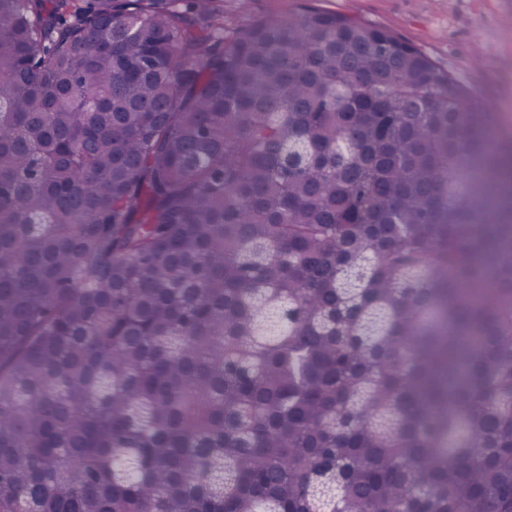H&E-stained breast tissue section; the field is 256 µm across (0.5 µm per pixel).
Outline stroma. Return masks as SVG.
I'll return each instance as SVG.
<instances>
[{"label":"stroma","mask_w":512,"mask_h":512,"mask_svg":"<svg viewBox=\"0 0 512 512\" xmlns=\"http://www.w3.org/2000/svg\"><path fill=\"white\" fill-rule=\"evenodd\" d=\"M305 0H224V31L298 11ZM385 29L452 74L512 128V0H315Z\"/></svg>","instance_id":"1"}]
</instances>
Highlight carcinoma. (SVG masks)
<instances>
[{
	"mask_svg": "<svg viewBox=\"0 0 512 512\" xmlns=\"http://www.w3.org/2000/svg\"><path fill=\"white\" fill-rule=\"evenodd\" d=\"M505 142L310 4L0 0V512H512ZM224 34H232L258 18L281 17L298 11L308 0H223Z\"/></svg>",
	"mask_w": 512,
	"mask_h": 512,
	"instance_id": "obj_1",
	"label": "carcinoma"
}]
</instances>
